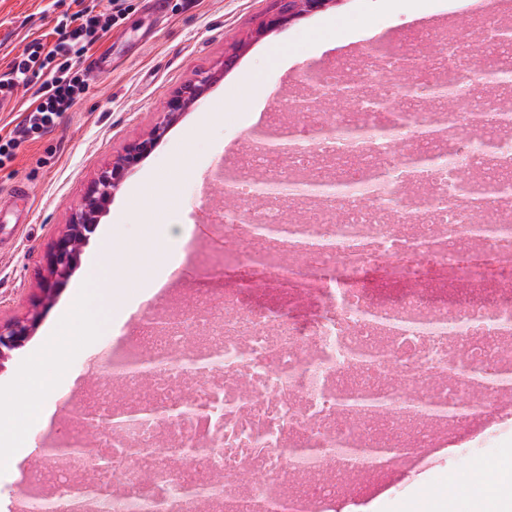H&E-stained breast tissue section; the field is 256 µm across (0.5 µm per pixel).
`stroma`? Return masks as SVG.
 Segmentation results:
<instances>
[{"label":"stroma","instance_id":"35a3bbf8","mask_svg":"<svg viewBox=\"0 0 512 512\" xmlns=\"http://www.w3.org/2000/svg\"><path fill=\"white\" fill-rule=\"evenodd\" d=\"M391 0H336L327 10L284 25L263 36L254 31L276 0H127L128 7L108 36L112 70L91 80L84 97L61 113L54 127L26 143L15 159L0 165V202L16 184H23L32 201L30 210L17 211L15 223H0V320L24 314L38 293L45 255L64 224L71 207L112 157L144 136L163 111L169 97L201 71L213 70L225 58H234L198 101L168 129L152 153L125 179L101 217L97 231L83 247L78 264L43 316L27 344L15 351L0 369V416L9 418L15 431L0 447L10 449L48 433L69 436L75 422L87 414L90 388L111 385L102 366L112 354V334L102 331L75 336L66 356L52 348V332L83 281L111 289L113 295L139 300L140 286L107 281L101 275L104 259L128 254L130 247L150 251L164 264L183 235L198 239L195 227L206 209L199 185L223 157L236 170L251 127L245 119L257 114L255 127L285 128L289 116L272 120L281 96L309 95L306 73L310 65L344 68L354 61L363 70L360 48L377 40L383 46L401 42L424 50L428 36L424 21H454L458 34L474 48H482L487 16L474 7L460 9L457 0H425V17L391 9ZM73 0H0V75L30 41L54 42L53 29L65 13L76 11ZM376 38L366 34L368 26ZM263 77L273 88L262 109H255L247 76ZM152 192L151 213L135 200L140 189ZM182 197L179 208H169L171 189ZM259 267L222 264L198 267L169 292V301H189L205 290H233L243 276L258 277ZM52 398L56 411L47 420L29 416L32 401ZM42 450L17 458L0 473V512H13L14 494L27 483ZM512 466V428L503 430L492 448H477L472 441L443 449L432 465L396 474L392 488L376 487L366 502L337 498V512H475L480 494L467 486L452 493L450 481L463 482L477 469L499 472Z\"/></svg>","mask_w":512,"mask_h":512}]
</instances>
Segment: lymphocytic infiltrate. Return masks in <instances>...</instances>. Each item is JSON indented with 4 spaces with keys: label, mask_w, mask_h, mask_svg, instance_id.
Listing matches in <instances>:
<instances>
[{
    "label": "lymphocytic infiltrate",
    "mask_w": 512,
    "mask_h": 512,
    "mask_svg": "<svg viewBox=\"0 0 512 512\" xmlns=\"http://www.w3.org/2000/svg\"><path fill=\"white\" fill-rule=\"evenodd\" d=\"M126 0H107L102 10L82 8L71 18L59 21L53 45L35 40L26 45L0 77V93L15 86L34 85L32 102L23 120L5 137H0V160L11 158L25 142L52 128L59 113L71 110L89 87L86 72L73 68V61L87 55L97 31H108L123 14Z\"/></svg>",
    "instance_id": "f902f5d3"
}]
</instances>
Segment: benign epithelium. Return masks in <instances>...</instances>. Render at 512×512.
Masks as SVG:
<instances>
[{
    "label": "benign epithelium",
    "instance_id": "benign-epithelium-1",
    "mask_svg": "<svg viewBox=\"0 0 512 512\" xmlns=\"http://www.w3.org/2000/svg\"><path fill=\"white\" fill-rule=\"evenodd\" d=\"M279 2V10L260 23L257 35L262 36L293 19L323 11L329 8L334 0ZM212 80L211 73H198L196 78L170 97L149 133L130 144L123 153L113 157L90 182L81 200L71 208L69 223L56 237L48 252L47 276L42 286L43 297L40 305L24 317L0 322V368L11 357V353L22 348L34 334L38 323L76 265L82 248L99 223L107 204L121 187L126 174L153 151L168 127L182 115V112L203 97Z\"/></svg>",
    "mask_w": 512,
    "mask_h": 512
}]
</instances>
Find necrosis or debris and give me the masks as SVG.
Returning a JSON list of instances; mask_svg holds the SVG:
<instances>
[{"label": "necrosis or debris", "mask_w": 512, "mask_h": 512, "mask_svg": "<svg viewBox=\"0 0 512 512\" xmlns=\"http://www.w3.org/2000/svg\"><path fill=\"white\" fill-rule=\"evenodd\" d=\"M502 42L491 27L486 54L457 39L417 60L405 112L375 105L400 95L387 80L407 68L397 52L377 49L348 84L323 73L327 90L349 87L352 106L299 113L288 150L252 147L233 205L210 213L225 256L263 259L270 281L316 284L309 317L256 305L243 288L146 318L141 337L113 346L121 395L95 392L111 430L95 454L60 458L21 487L24 512H55L76 481L95 489L78 512H334L337 474L366 499L402 449L447 447L464 423L496 414L512 394L497 380L512 371V113L476 88L512 73ZM464 168L494 185L483 208ZM472 250L504 275L464 287L499 293L496 303L462 306L431 280L469 270ZM387 265L412 284L395 298L365 286Z\"/></svg>", "instance_id": "necrosis-or-debris-1"}]
</instances>
